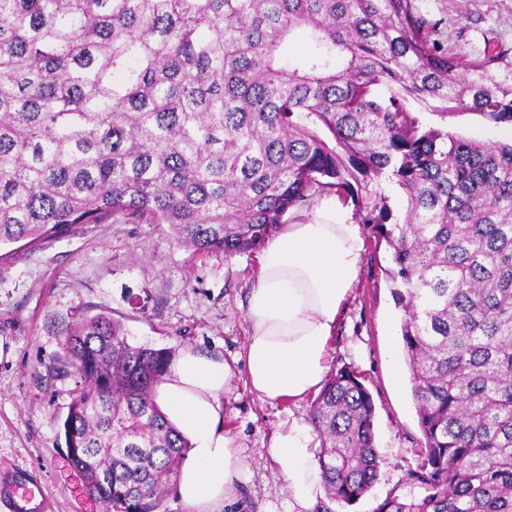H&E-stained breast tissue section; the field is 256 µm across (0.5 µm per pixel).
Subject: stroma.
I'll return each instance as SVG.
<instances>
[{"mask_svg":"<svg viewBox=\"0 0 512 512\" xmlns=\"http://www.w3.org/2000/svg\"><path fill=\"white\" fill-rule=\"evenodd\" d=\"M440 25L449 49L464 57L491 43L512 48V0H418ZM448 126L479 141L511 143L512 124L474 112L449 116ZM359 277L329 341L330 371L358 370L375 404L377 480L358 502L331 499V512H375L386 497L419 495L411 474L421 463L423 435L411 393L396 386L390 359L402 344L387 334L402 317L384 270L386 247L362 227ZM261 252L231 258L179 246L166 224L114 214L100 224H77L67 234L0 248V469L30 471L50 502L49 512H101L83 491L66 458L62 425L77 387L54 370L67 328L99 313L120 320L131 343L171 354L191 347L224 358L234 377L224 392V430L243 449L253 480L230 512H288V498L268 455L276 429L309 416V400L263 401L246 383L241 355L247 338L244 303Z\"/></svg>","mask_w":512,"mask_h":512,"instance_id":"obj_1","label":"stroma"}]
</instances>
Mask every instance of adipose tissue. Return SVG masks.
Segmentation results:
<instances>
[{
    "label": "adipose tissue",
    "instance_id": "adipose-tissue-1",
    "mask_svg": "<svg viewBox=\"0 0 512 512\" xmlns=\"http://www.w3.org/2000/svg\"><path fill=\"white\" fill-rule=\"evenodd\" d=\"M364 239L335 197L281 227L268 242L251 287L242 358L247 383L262 400H302L326 378L327 345L359 274ZM232 379L223 359L187 348L169 363L155 399L191 448L176 493L184 512H223L251 470L224 430L222 396ZM313 429L292 420L269 445L288 494V512H314L323 495Z\"/></svg>",
    "mask_w": 512,
    "mask_h": 512
}]
</instances>
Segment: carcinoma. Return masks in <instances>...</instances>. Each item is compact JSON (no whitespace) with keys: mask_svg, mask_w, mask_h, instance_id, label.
I'll use <instances>...</instances> for the list:
<instances>
[{"mask_svg":"<svg viewBox=\"0 0 512 512\" xmlns=\"http://www.w3.org/2000/svg\"><path fill=\"white\" fill-rule=\"evenodd\" d=\"M299 30L300 62L281 55ZM438 35L416 0H0V246L123 213L232 257L336 197L391 253L424 437L423 493L375 512H512V143L444 124H512V50L465 59ZM61 350L85 492L160 512L190 448L155 400L169 351L103 314ZM374 418L351 367L311 401L331 499L372 488ZM448 128L461 136L479 141L512 142V124L490 122L475 112L448 116Z\"/></svg>","mask_w":512,"mask_h":512,"instance_id":"obj_1","label":"carcinoma"}]
</instances>
